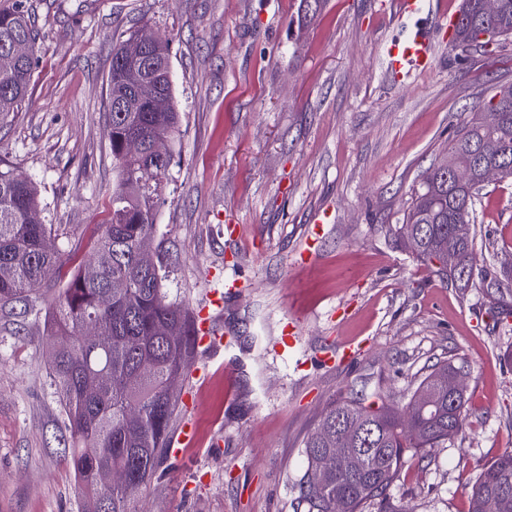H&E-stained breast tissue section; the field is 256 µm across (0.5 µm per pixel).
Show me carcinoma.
<instances>
[{
	"label": "carcinoma",
	"mask_w": 512,
	"mask_h": 512,
	"mask_svg": "<svg viewBox=\"0 0 512 512\" xmlns=\"http://www.w3.org/2000/svg\"><path fill=\"white\" fill-rule=\"evenodd\" d=\"M483 0H463L456 37L475 43L512 35V0H499L494 16L484 13ZM112 50L108 122L110 148L116 163L112 219L81 261L59 243V228L38 217V191L31 180H17L0 169V313L44 312L48 347L45 354L67 432L64 461L74 471L84 496L82 512H142L138 495L153 479L170 447L178 399L169 392V377L190 369L200 339L196 316L170 304L162 287L160 266L140 258L141 241L152 235L164 199L161 182L171 158H155L151 142L163 136L170 146L180 135V112L174 96L169 42L161 41L147 54L146 74L159 85L156 102H142L134 93L140 69L121 61L124 43ZM20 38L34 47L35 20L24 0L0 5V54ZM35 68L34 53L8 69L0 68V119L19 111L29 99ZM498 123L487 127L475 113L448 147V165L469 158L489 163L482 155L489 143L500 146L503 177L512 178V86L496 93ZM479 188L452 181L424 184L415 194L406 223L418 227L420 249L415 258L434 265L443 249L454 256L449 268L436 267L444 282L464 290L480 278L487 295L501 303L512 288L501 287L485 259L477 256L473 201ZM166 325L170 336H159ZM458 367L436 366L418 383L432 396L428 405L416 395L400 409L373 408L360 398L333 402L304 448L307 471L330 460V476L321 487L301 477L297 504L307 512H325L326 500L343 501L342 512H363L387 490L402 470L407 455L434 448L463 431L466 399L448 403V383ZM97 391L84 389L86 379ZM122 471L127 480L107 486L98 475ZM512 487V452L482 466L470 491L469 512H479L482 496Z\"/></svg>",
	"instance_id": "1"
}]
</instances>
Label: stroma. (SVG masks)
<instances>
[{
    "instance_id": "obj_1",
    "label": "stroma",
    "mask_w": 512,
    "mask_h": 512,
    "mask_svg": "<svg viewBox=\"0 0 512 512\" xmlns=\"http://www.w3.org/2000/svg\"><path fill=\"white\" fill-rule=\"evenodd\" d=\"M30 102L0 120V160L33 180L43 223L85 254L110 217L112 40L146 28L171 43L181 134L153 245L169 302L211 310L229 346H199L179 380L173 436L192 439L140 494L144 512H295L304 442L328 406L406 402L450 362L466 374V425L414 456L390 512H468L482 465L512 451V314L459 291L382 232L496 88L512 38L457 46L428 13L392 0H32ZM430 28L432 71L407 86L384 67L393 38ZM476 247L512 265V178L480 190ZM238 225L232 234L230 225ZM222 308L211 309L212 292ZM298 327L294 351L274 342ZM43 320L0 315V512H81L62 457L61 407ZM362 345L342 360L344 344Z\"/></svg>"
}]
</instances>
